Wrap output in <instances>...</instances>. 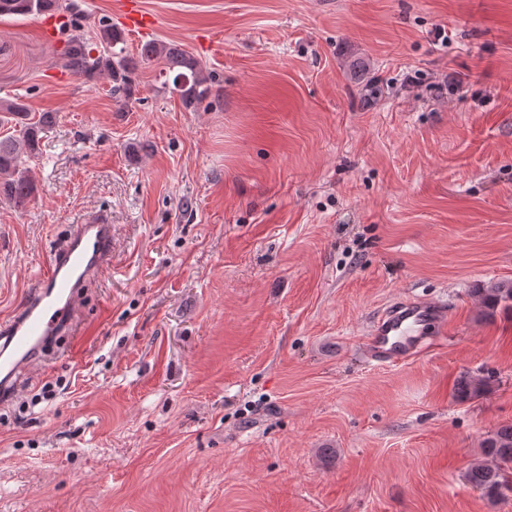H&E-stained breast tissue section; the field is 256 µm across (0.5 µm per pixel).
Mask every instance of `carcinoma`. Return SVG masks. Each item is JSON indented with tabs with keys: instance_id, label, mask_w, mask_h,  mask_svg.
I'll return each mask as SVG.
<instances>
[{
	"instance_id": "obj_1",
	"label": "carcinoma",
	"mask_w": 512,
	"mask_h": 512,
	"mask_svg": "<svg viewBox=\"0 0 512 512\" xmlns=\"http://www.w3.org/2000/svg\"><path fill=\"white\" fill-rule=\"evenodd\" d=\"M57 9L58 0H0V16L45 15ZM152 63L161 65V73L172 78L171 93L177 94L185 107L195 108L211 96L212 76L180 45L152 41L131 54L122 30L110 24L99 25L93 39L74 35L63 57L64 68L72 74L89 81L103 78L110 84L112 95L125 100L134 96L141 68ZM54 121L51 112L32 115L18 99L0 104V125L10 129L0 137V198L22 205L34 193L26 158L36 152L39 134ZM484 304L490 316L500 307L512 310V282L484 289ZM487 384L484 377H465L458 383L457 393L463 398L477 396ZM485 455L491 462L471 465L469 482L492 497L505 490L512 492V482L505 473V466L512 464V426L498 430L485 441Z\"/></svg>"
}]
</instances>
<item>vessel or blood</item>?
<instances>
[{
    "instance_id": "1",
    "label": "vessel or blood",
    "mask_w": 512,
    "mask_h": 512,
    "mask_svg": "<svg viewBox=\"0 0 512 512\" xmlns=\"http://www.w3.org/2000/svg\"><path fill=\"white\" fill-rule=\"evenodd\" d=\"M121 26L130 32L152 29L156 20L137 0H122ZM112 260V226L106 221L75 225L48 257L17 311L0 321V402L12 399L22 376L38 365L50 340L76 328L82 291ZM448 332L444 305L401 299L371 325L361 344L367 362L398 366L429 350Z\"/></svg>"
}]
</instances>
